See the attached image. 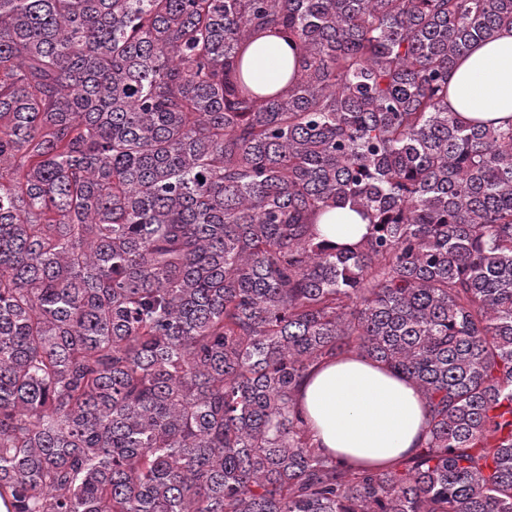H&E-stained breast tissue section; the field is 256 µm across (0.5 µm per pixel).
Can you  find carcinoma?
Masks as SVG:
<instances>
[{
  "label": "carcinoma",
  "instance_id": "cac0c4a2",
  "mask_svg": "<svg viewBox=\"0 0 512 512\" xmlns=\"http://www.w3.org/2000/svg\"><path fill=\"white\" fill-rule=\"evenodd\" d=\"M512 0H0L7 512H512V125L448 73ZM296 45L284 92L242 57ZM350 209L370 232L318 238ZM358 352L423 447L341 463L296 403Z\"/></svg>",
  "mask_w": 512,
  "mask_h": 512
}]
</instances>
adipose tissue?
Listing matches in <instances>:
<instances>
[{"instance_id":"obj_1","label":"adipose tissue","mask_w":512,"mask_h":512,"mask_svg":"<svg viewBox=\"0 0 512 512\" xmlns=\"http://www.w3.org/2000/svg\"><path fill=\"white\" fill-rule=\"evenodd\" d=\"M296 54L274 36L256 39L244 54L247 81L267 92L283 88ZM448 106L466 120L512 123V28L475 45L448 76ZM322 237L353 242L367 233L361 216L331 210L316 219ZM299 406L320 447L339 458L386 469L420 448L427 405L405 377L359 353L313 367Z\"/></svg>"}]
</instances>
